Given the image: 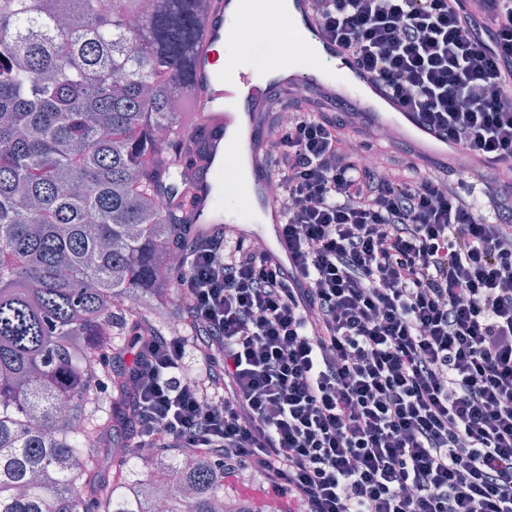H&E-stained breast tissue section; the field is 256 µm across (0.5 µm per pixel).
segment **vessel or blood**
I'll return each instance as SVG.
<instances>
[{
  "label": "vessel or blood",
  "instance_id": "vessel-or-blood-1",
  "mask_svg": "<svg viewBox=\"0 0 512 512\" xmlns=\"http://www.w3.org/2000/svg\"><path fill=\"white\" fill-rule=\"evenodd\" d=\"M253 13L252 0H213L197 43L192 84L196 119L188 133L199 138L202 151L193 167L188 216L198 234L224 233L244 239L265 236L272 260L286 267L293 258L282 232L283 206L272 193L266 160L270 135L265 117L276 95L289 91L301 96L314 87L329 103L364 113L373 127H401L418 148L435 154L446 152L447 147L363 69L351 52L323 32L313 0H289L288 12L299 36L312 46L311 55L286 56L260 80L241 63L224 71L218 64L217 47L244 37ZM233 160L247 164L250 173L243 212L215 204L218 175Z\"/></svg>",
  "mask_w": 512,
  "mask_h": 512
}]
</instances>
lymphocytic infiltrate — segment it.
<instances>
[{"label": "lymphocytic infiltrate", "instance_id": "1", "mask_svg": "<svg viewBox=\"0 0 512 512\" xmlns=\"http://www.w3.org/2000/svg\"><path fill=\"white\" fill-rule=\"evenodd\" d=\"M325 32L470 156L512 162V0H314ZM345 113L277 115L293 265L176 244L188 336L146 334L134 431L260 473L280 512H512V179L377 176Z\"/></svg>", "mask_w": 512, "mask_h": 512}]
</instances>
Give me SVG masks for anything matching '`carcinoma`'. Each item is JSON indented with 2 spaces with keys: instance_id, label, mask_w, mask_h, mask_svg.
<instances>
[{
  "instance_id": "cac0c4a2",
  "label": "carcinoma",
  "mask_w": 512,
  "mask_h": 512,
  "mask_svg": "<svg viewBox=\"0 0 512 512\" xmlns=\"http://www.w3.org/2000/svg\"><path fill=\"white\" fill-rule=\"evenodd\" d=\"M199 2L0 0V512H156L158 476L166 512H224L207 451L112 444L129 382L107 366L159 329L137 298L162 296L191 229L184 203L153 200L194 148L173 101Z\"/></svg>"
}]
</instances>
